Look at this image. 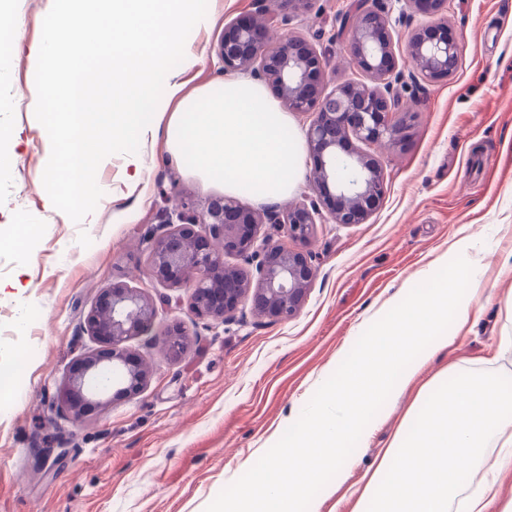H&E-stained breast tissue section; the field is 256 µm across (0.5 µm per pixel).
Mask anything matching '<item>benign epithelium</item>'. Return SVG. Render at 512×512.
Wrapping results in <instances>:
<instances>
[{
    "label": "benign epithelium",
    "instance_id": "1",
    "mask_svg": "<svg viewBox=\"0 0 512 512\" xmlns=\"http://www.w3.org/2000/svg\"><path fill=\"white\" fill-rule=\"evenodd\" d=\"M402 12H416L428 21L407 35L403 64L427 81L451 78L459 47L437 19L445 0H400ZM286 16L264 13L224 27L218 55L224 72L250 71L271 85L291 112L309 115L307 148L314 161L310 172L316 197L288 207L251 210L228 197L213 199L205 212H179L167 217L161 233L150 238L148 268L163 283L191 288V312L198 319L222 323L248 299L252 309L273 321H287L304 304L314 269L308 254L290 249L270 235L304 245L316 225L363 224L385 195V173L371 149L396 147L413 113L393 118L398 57L389 22L379 0H358L356 16L347 19L353 59L364 81L336 83L325 74V51L298 32L274 39L272 30ZM242 258L253 270L231 264ZM156 301L123 283L104 288L84 323L99 348L84 355L79 368L59 390L56 409L79 420L110 402L140 393L149 368L129 355L126 343L152 334ZM171 360L182 357L187 331L181 324L163 333Z\"/></svg>",
    "mask_w": 512,
    "mask_h": 512
}]
</instances>
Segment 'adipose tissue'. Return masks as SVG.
I'll list each match as a JSON object with an SVG mask.
<instances>
[{"instance_id":"adipose-tissue-1","label":"adipose tissue","mask_w":512,"mask_h":512,"mask_svg":"<svg viewBox=\"0 0 512 512\" xmlns=\"http://www.w3.org/2000/svg\"><path fill=\"white\" fill-rule=\"evenodd\" d=\"M391 451L359 499L374 512H448L496 444L512 461V393L498 375H458L448 390L420 389Z\"/></svg>"}]
</instances>
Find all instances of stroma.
I'll return each mask as SVG.
<instances>
[{"label": "stroma", "instance_id": "35a3bbf8", "mask_svg": "<svg viewBox=\"0 0 512 512\" xmlns=\"http://www.w3.org/2000/svg\"><path fill=\"white\" fill-rule=\"evenodd\" d=\"M356 0H210L191 31L178 78L196 87L224 80L217 44L232 20L270 10L288 30L327 50L335 81L362 80L341 19ZM20 25L12 58L0 68V225H16L0 244V364L18 369L0 389V512H205L301 415L363 331L443 265L468 239L486 268L468 327L436 351L412 385L378 412L353 463L330 483L318 512H358L359 495L419 389L461 370L512 372L499 357L512 314L500 273L512 252V0H447L440 15L459 46L452 79L409 82L402 104L415 112L397 150H380L386 195L362 224H321L306 244L315 277L300 311L279 322L240 304L222 324L194 318L188 288L149 275V234L181 201L205 209L214 190L185 177L162 144L142 143L98 170L103 196L93 221L74 223L49 201L42 175L49 137L34 116L33 46L48 0H10ZM125 282L158 300L155 333L128 342L151 375L130 398L75 421L52 403L79 358L96 344L84 329L102 288ZM184 323L183 356L166 358L157 336ZM45 448L64 456L39 460Z\"/></svg>", "mask_w": 512, "mask_h": 512}]
</instances>
